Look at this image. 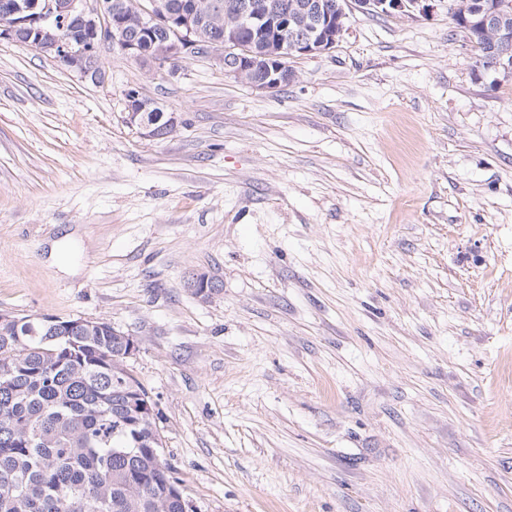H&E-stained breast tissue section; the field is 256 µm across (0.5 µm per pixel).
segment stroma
<instances>
[{
    "mask_svg": "<svg viewBox=\"0 0 512 512\" xmlns=\"http://www.w3.org/2000/svg\"><path fill=\"white\" fill-rule=\"evenodd\" d=\"M98 53L0 40V312L137 340L189 512H512V75L448 0L350 8L275 93ZM344 2L342 9L346 12L349 8L350 2H354L362 11L370 9L377 10L383 13H398L405 14L409 11L419 9L423 12L433 9L429 4L431 0H342ZM347 13V12H346ZM126 101L127 112H129L128 115L133 121L136 120L141 112H146L147 116H151L152 114H163V117L160 120L151 125V129L149 130V133L152 136L151 138H163L172 134L176 130V118H174L175 123L169 122L170 116L173 115V113L165 112L164 109L158 106L156 103L151 101V104L150 101L143 99L137 90H128L126 93ZM150 104L151 106L149 107Z\"/></svg>",
    "mask_w": 512,
    "mask_h": 512,
    "instance_id": "35a3bbf8",
    "label": "stroma"
}]
</instances>
